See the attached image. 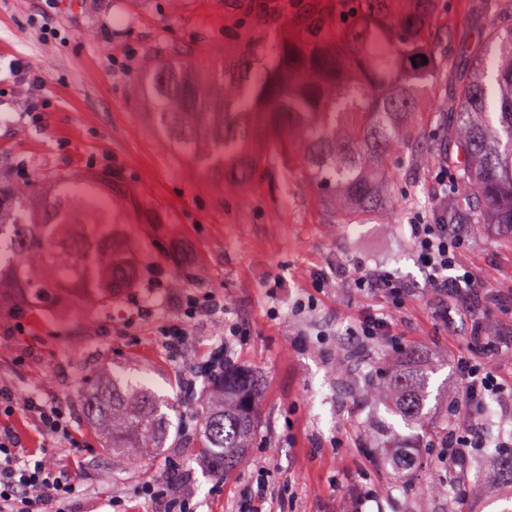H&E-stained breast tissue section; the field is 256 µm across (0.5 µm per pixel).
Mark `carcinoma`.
<instances>
[{"label":"carcinoma","mask_w":512,"mask_h":512,"mask_svg":"<svg viewBox=\"0 0 512 512\" xmlns=\"http://www.w3.org/2000/svg\"><path fill=\"white\" fill-rule=\"evenodd\" d=\"M288 37L267 42L261 26L234 34L235 61L203 77L159 61L150 67L163 145L188 147L211 174L249 181L267 155L254 144L275 141L295 173L323 191L326 224H355L400 214L392 196L396 170L417 163L414 147L448 115V223L496 227L512 244V0H463L452 14L441 0H309L285 16ZM448 69L454 97L436 98ZM74 178L54 176L47 204L28 184L0 186V295L60 304L80 294L107 306L128 287L132 267L116 238L98 227L112 211L76 194ZM95 249L101 264L82 262ZM431 374L409 369L370 390L389 400L403 424L431 431L425 407ZM260 387L244 367L224 365L213 378L198 421L211 469L227 472L252 447ZM167 398L112 376L87 399L106 447L138 471L165 447Z\"/></svg>","instance_id":"carcinoma-1"}]
</instances>
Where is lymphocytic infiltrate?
I'll list each match as a JSON object with an SVG mask.
<instances>
[{"mask_svg": "<svg viewBox=\"0 0 512 512\" xmlns=\"http://www.w3.org/2000/svg\"><path fill=\"white\" fill-rule=\"evenodd\" d=\"M415 254L434 292L444 297L473 295L478 281L458 262L464 245L460 227L441 222L429 223L420 219L409 226ZM337 276L349 277L361 291L382 294L392 308H402L408 294L392 274L357 265L353 270L337 267ZM473 353L458 361L461 393L456 402L461 409L472 410L487 404L490 398L501 394L497 380L495 355L497 339L474 331ZM25 413L32 419L43 436L52 439L69 438V420L62 404L38 395L18 402L15 391L0 382V417H13ZM72 483L41 455L20 454L17 436L12 428L0 429V512H47L51 502L67 499Z\"/></svg>", "mask_w": 512, "mask_h": 512, "instance_id": "obj_1", "label": "lymphocytic infiltrate"}]
</instances>
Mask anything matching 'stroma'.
Instances as JSON below:
<instances>
[{"instance_id":"35a3bbf8","label":"stroma","mask_w":512,"mask_h":512,"mask_svg":"<svg viewBox=\"0 0 512 512\" xmlns=\"http://www.w3.org/2000/svg\"><path fill=\"white\" fill-rule=\"evenodd\" d=\"M245 22L263 24L272 39L287 33L280 0H0V182L41 193L58 173L109 176L113 229L136 270L108 309L81 297L25 308L0 301V380L22 398H59L79 442L49 440L20 414L10 424L23 451L48 449L74 484L56 512H152L143 485L175 470L189 484L172 494L191 492L197 512H453L460 496L468 512H497L512 497L494 451L512 432V244L493 228L470 234L459 263L485 279L475 296L446 301L428 288L408 224L439 214L435 155L444 143L434 138L401 173L413 204L395 224L324 223L320 193L277 165L245 183L221 181L186 154L163 151L147 63L206 71L233 58L224 34ZM340 264L387 270L413 288L394 318L396 340L353 335L388 303L337 277ZM191 296L216 307L184 320ZM179 321L188 335L177 355L162 332ZM477 322L501 339L505 389L491 403L483 447L467 460L479 478L429 496L425 485L445 481L444 434L398 423L365 391L383 372L431 370L429 418L443 426L459 387L456 360ZM228 325L238 335H225ZM218 351L260 382L255 445L221 478L193 435L203 366ZM112 375L137 377L173 401L165 448L137 472L105 448L86 411L91 384ZM381 425L420 455L415 471L399 475L373 458ZM260 480L270 498L253 497Z\"/></svg>"}]
</instances>
